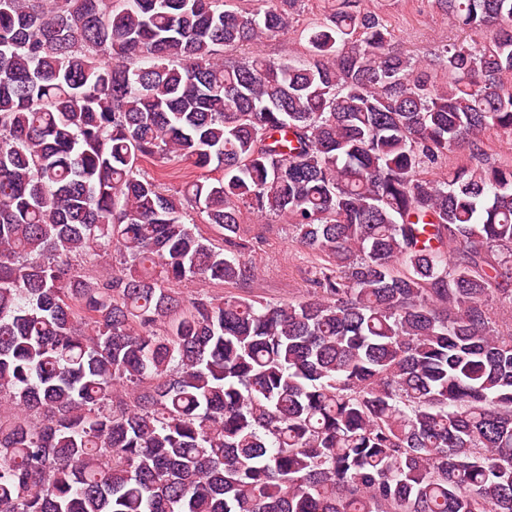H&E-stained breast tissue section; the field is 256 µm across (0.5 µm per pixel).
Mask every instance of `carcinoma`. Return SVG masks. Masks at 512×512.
Wrapping results in <instances>:
<instances>
[{
  "mask_svg": "<svg viewBox=\"0 0 512 512\" xmlns=\"http://www.w3.org/2000/svg\"><path fill=\"white\" fill-rule=\"evenodd\" d=\"M295 2L0 0V512H512V0H435L441 82L361 0L226 56ZM255 212L316 288L181 295ZM335 4L334 0H299L292 11V24L285 34L243 46L237 51L226 54L233 53V57H235L247 53H257L275 59L297 57L306 52V34L309 23ZM483 142L492 161L512 160V133L490 129L485 132Z\"/></svg>",
  "mask_w": 512,
  "mask_h": 512,
  "instance_id": "cac0c4a2",
  "label": "carcinoma"
}]
</instances>
